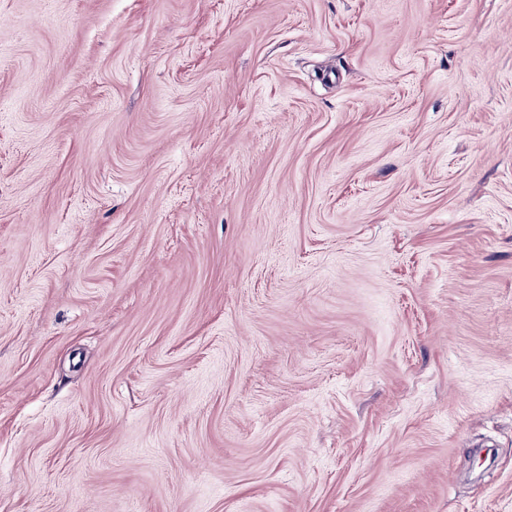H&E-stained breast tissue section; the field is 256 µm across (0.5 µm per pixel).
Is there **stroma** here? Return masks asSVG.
<instances>
[{
  "label": "stroma",
  "instance_id": "stroma-1",
  "mask_svg": "<svg viewBox=\"0 0 512 512\" xmlns=\"http://www.w3.org/2000/svg\"><path fill=\"white\" fill-rule=\"evenodd\" d=\"M0 512H512V0H0Z\"/></svg>",
  "mask_w": 512,
  "mask_h": 512
}]
</instances>
